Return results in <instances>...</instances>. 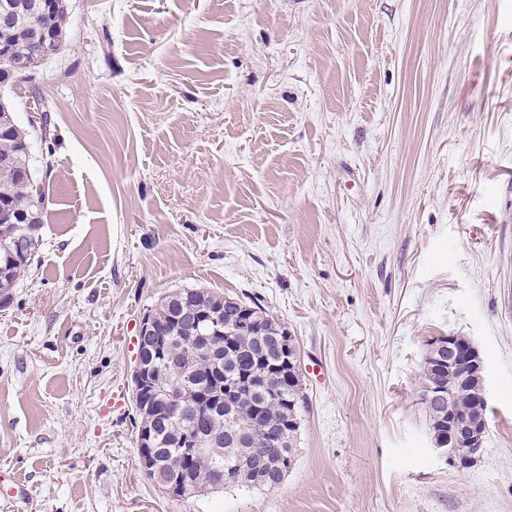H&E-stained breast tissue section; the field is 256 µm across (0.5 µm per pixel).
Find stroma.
<instances>
[{
	"instance_id": "obj_1",
	"label": "stroma",
	"mask_w": 512,
	"mask_h": 512,
	"mask_svg": "<svg viewBox=\"0 0 512 512\" xmlns=\"http://www.w3.org/2000/svg\"><path fill=\"white\" fill-rule=\"evenodd\" d=\"M0 88L46 191L0 308V512H512V0H67ZM208 288L288 330L309 409L281 484L180 501L140 465L143 314ZM485 368L474 464L434 449L435 336ZM65 2V0H53L51 10L39 19L41 26L53 33L54 47H52V40L49 35L42 28L40 29L36 26L29 27L41 55L52 53L53 48L55 54H58L64 47L68 14Z\"/></svg>"
}]
</instances>
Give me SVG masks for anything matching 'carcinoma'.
<instances>
[{
    "label": "carcinoma",
    "instance_id": "carcinoma-1",
    "mask_svg": "<svg viewBox=\"0 0 512 512\" xmlns=\"http://www.w3.org/2000/svg\"><path fill=\"white\" fill-rule=\"evenodd\" d=\"M41 26L53 33L54 51L65 44L67 5L52 0L51 10L40 17ZM0 44L33 69L43 62L28 40L26 20L14 22L12 29L0 28ZM0 121L11 125L12 135L0 138V159L13 156L16 163L29 162L21 153L28 147L26 133L19 129L13 113L0 104ZM30 179L0 171V204L15 208L28 200ZM44 209L37 221L20 238L19 225L0 216V305L12 298V288L29 267V258L18 255L22 240L31 252L38 253ZM210 312L211 322L225 324L226 318L245 312L254 319L253 334L230 331L208 335L202 325L182 317V304L162 299L151 314L157 326L166 358L156 368L159 390L145 395L150 412L136 409L140 418L137 447L148 437L158 461L156 481L182 480L189 476L192 488L172 491L170 497L188 500L205 489L231 487L274 488L292 468L295 441L302 411L308 400L303 393L299 372L288 373L281 364L275 336L279 325L254 300L229 298L211 291H192ZM439 354L428 356L421 374L419 396L429 414L432 435L448 437V416L487 418V405L479 397L480 385L465 373L447 372L438 367ZM442 389L441 399L428 403L427 396ZM200 434L206 450L192 455L182 453L183 437ZM248 458L249 469L237 481L224 480L225 466L235 462L236 453Z\"/></svg>",
    "mask_w": 512,
    "mask_h": 512
}]
</instances>
